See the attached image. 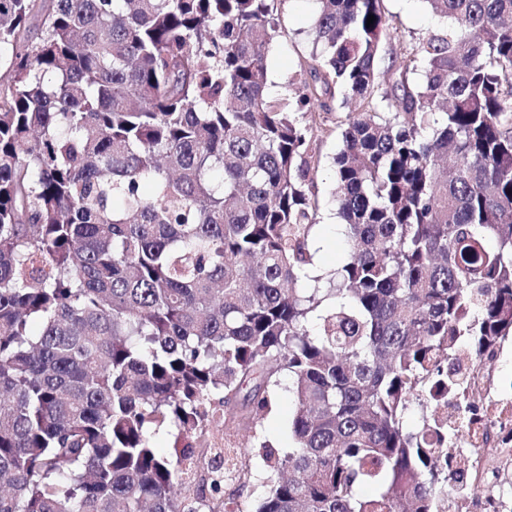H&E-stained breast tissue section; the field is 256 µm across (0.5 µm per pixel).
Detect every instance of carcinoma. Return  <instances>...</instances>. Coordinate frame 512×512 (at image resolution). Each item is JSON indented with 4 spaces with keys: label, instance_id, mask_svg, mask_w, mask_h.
<instances>
[{
    "label": "carcinoma",
    "instance_id": "obj_1",
    "mask_svg": "<svg viewBox=\"0 0 512 512\" xmlns=\"http://www.w3.org/2000/svg\"><path fill=\"white\" fill-rule=\"evenodd\" d=\"M318 2L289 103L274 0H0V512L478 505L448 504V425L403 416L512 336V0H425L384 71L383 0ZM337 86L349 253L315 275L305 117ZM283 374L294 446L260 444L256 503L206 442L154 444L256 424Z\"/></svg>",
    "mask_w": 512,
    "mask_h": 512
}]
</instances>
